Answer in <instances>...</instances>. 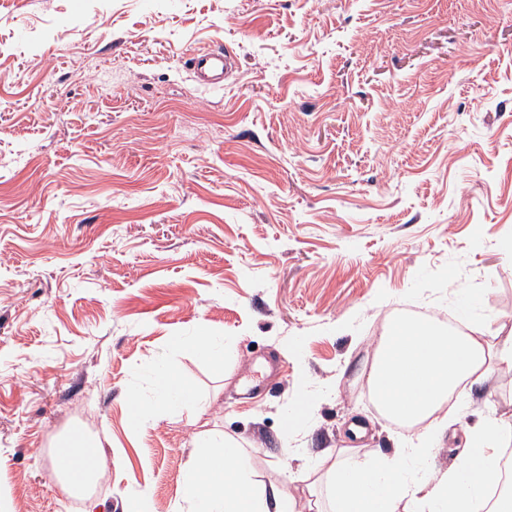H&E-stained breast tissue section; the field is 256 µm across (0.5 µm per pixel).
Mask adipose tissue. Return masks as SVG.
<instances>
[{
	"label": "adipose tissue",
	"instance_id": "adipose-tissue-1",
	"mask_svg": "<svg viewBox=\"0 0 512 512\" xmlns=\"http://www.w3.org/2000/svg\"><path fill=\"white\" fill-rule=\"evenodd\" d=\"M512 373V327L495 335L474 326L444 332L431 323L404 322L381 336L367 375L384 418L408 425L412 447L384 454L373 463L352 462L348 449L326 453V474L335 487L333 512H512V493L489 500L512 419L480 421L467 431L461 459L446 471L407 479L408 458L429 456L437 434L456 410L457 393L482 383L491 368ZM54 474L74 492L98 481L104 462L99 442L74 431L52 451ZM179 500L189 512H305L303 500L277 484L255 479L252 456L228 444L199 439L193 444Z\"/></svg>",
	"mask_w": 512,
	"mask_h": 512
}]
</instances>
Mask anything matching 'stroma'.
I'll use <instances>...</instances> for the list:
<instances>
[{"mask_svg": "<svg viewBox=\"0 0 512 512\" xmlns=\"http://www.w3.org/2000/svg\"><path fill=\"white\" fill-rule=\"evenodd\" d=\"M408 308L512 319V0H0V512H173L206 430L291 493L351 422L393 453L365 378ZM201 324L222 366L172 344ZM161 365L201 407L156 408ZM458 410L411 473L512 415V374ZM74 429L107 457L76 506ZM230 62L229 58L224 55L221 51H208L198 53L194 56L192 61L193 72L197 75V77L204 81L200 84L206 87H209L211 84L207 83L206 76L208 73L222 71L228 68Z\"/></svg>", "mask_w": 512, "mask_h": 512, "instance_id": "obj_1", "label": "stroma"}]
</instances>
